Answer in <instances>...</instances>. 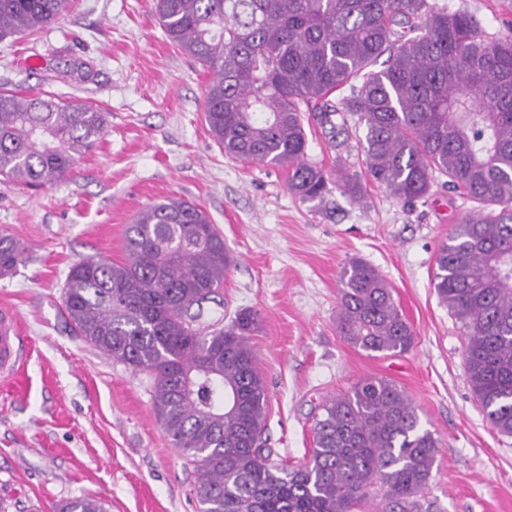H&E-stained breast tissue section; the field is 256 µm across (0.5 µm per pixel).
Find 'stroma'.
<instances>
[{
	"label": "stroma",
	"mask_w": 512,
	"mask_h": 512,
	"mask_svg": "<svg viewBox=\"0 0 512 512\" xmlns=\"http://www.w3.org/2000/svg\"><path fill=\"white\" fill-rule=\"evenodd\" d=\"M465 11L486 36L512 24V0H429ZM209 74L165 38L153 0H69L54 24L0 42V86L80 98L108 114L104 136L51 185L0 180V231L26 250L0 278V309L17 314L25 357L0 374V512H52L81 495L106 512H198L194 468L152 410L153 380L78 336L62 308L66 274L87 258L118 260L148 204H196L237 264L215 316L260 312L250 339L269 394L268 446L298 459L313 446L322 404L384 376L442 444L424 491L433 512H512V437L493 430L468 380L466 331L441 304L435 258L473 202L441 185L406 204L372 183L307 202L286 171L227 158L203 120ZM363 129L308 133V159L328 180L363 174ZM375 267L415 330L413 348L370 357L336 331L340 273Z\"/></svg>",
	"instance_id": "stroma-1"
}]
</instances>
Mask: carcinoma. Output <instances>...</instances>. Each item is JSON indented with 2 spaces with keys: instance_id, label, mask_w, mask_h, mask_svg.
I'll return each instance as SVG.
<instances>
[{
  "instance_id": "carcinoma-1",
  "label": "carcinoma",
  "mask_w": 512,
  "mask_h": 512,
  "mask_svg": "<svg viewBox=\"0 0 512 512\" xmlns=\"http://www.w3.org/2000/svg\"><path fill=\"white\" fill-rule=\"evenodd\" d=\"M68 0H0V40L54 23ZM166 38L211 75L204 118L224 155L288 171V191L324 198L306 126L357 117L364 178L405 203L439 178L476 204L436 257L434 288L466 329L465 367L497 432L512 436V28L487 40L464 12L428 0H154ZM412 36L397 39L396 27ZM383 68L377 70L378 61ZM360 85H354V82ZM349 85L334 105L328 96ZM85 102L0 90V177L50 185L103 135ZM24 249L0 232V277ZM235 263L197 205L171 198L127 225L119 261L74 263L62 307L83 340L153 377L158 423L194 465L200 512H429L441 453L407 393L369 377L322 405L314 448L290 463L266 448L269 397L250 343L259 315L226 326L201 302ZM336 329L370 356L409 351L414 330L388 281L361 259L341 271ZM56 512H103L93 497Z\"/></svg>"
}]
</instances>
